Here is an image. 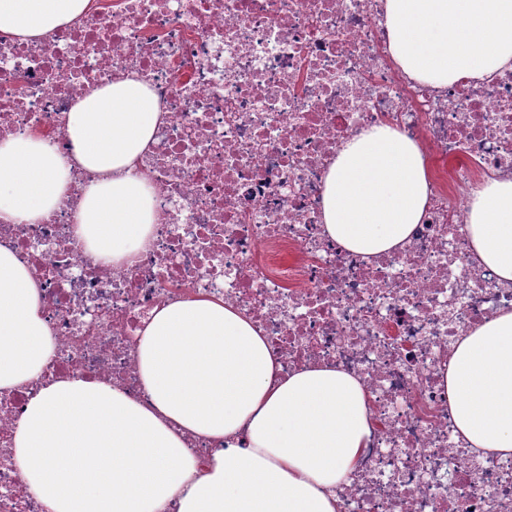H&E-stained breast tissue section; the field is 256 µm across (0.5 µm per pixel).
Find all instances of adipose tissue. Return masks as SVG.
I'll return each instance as SVG.
<instances>
[{"label": "adipose tissue", "mask_w": 512, "mask_h": 512, "mask_svg": "<svg viewBox=\"0 0 512 512\" xmlns=\"http://www.w3.org/2000/svg\"><path fill=\"white\" fill-rule=\"evenodd\" d=\"M90 0H0V31L36 40L78 22ZM394 62L441 89L512 63V0H385ZM163 119L136 76L92 87L71 108L74 150L40 137L0 143V213L33 224L92 175L79 203L89 251L133 260L155 221L153 188L136 165ZM429 195L419 145L387 126L345 141L325 177L323 225L366 257L399 248ZM471 249L512 284V179H493L470 212ZM54 349L39 285L0 241V388L37 378ZM150 406L102 382L57 379L33 395L11 451L51 512H337L372 428L359 378L315 364L289 375L243 312L216 297L162 307L139 343ZM459 433L474 450L512 455V311L460 340L445 374ZM216 441L202 477L186 440Z\"/></svg>", "instance_id": "1"}]
</instances>
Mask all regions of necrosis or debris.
Returning a JSON list of instances; mask_svg holds the SVG:
<instances>
[{
    "label": "necrosis or debris",
    "mask_w": 512,
    "mask_h": 512,
    "mask_svg": "<svg viewBox=\"0 0 512 512\" xmlns=\"http://www.w3.org/2000/svg\"><path fill=\"white\" fill-rule=\"evenodd\" d=\"M383 4L93 0L40 40L0 32V142L39 132L69 157L74 101L132 73L164 112L140 162L157 222L134 263L96 260L77 234L82 172L47 218L0 219L55 340L38 379L0 389V512H50L10 452L40 385L103 381L149 405L143 332L201 295L244 311L282 374L329 363L361 380L372 435L338 512H512V457L469 447L444 384L462 337L512 310L469 223L485 177H512V65L433 90L393 62ZM382 124L450 166L402 247L364 257L325 235L324 178L347 139Z\"/></svg>",
    "instance_id": "4bbe7bcc"
}]
</instances>
